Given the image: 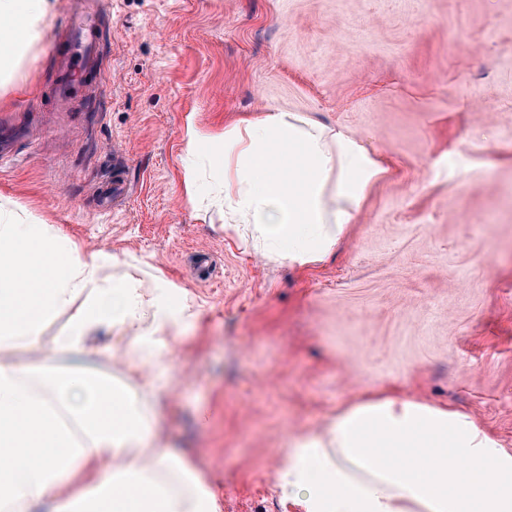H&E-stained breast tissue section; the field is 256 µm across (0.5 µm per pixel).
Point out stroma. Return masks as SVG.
Masks as SVG:
<instances>
[{
	"label": "stroma",
	"mask_w": 512,
	"mask_h": 512,
	"mask_svg": "<svg viewBox=\"0 0 512 512\" xmlns=\"http://www.w3.org/2000/svg\"><path fill=\"white\" fill-rule=\"evenodd\" d=\"M68 2L0 85V206L85 256L136 257L197 309L170 342L162 428L216 512H295L285 434L372 389L464 411L512 451V0H96L103 69L60 107ZM270 108L346 129L389 169L306 269L225 230L223 170L184 189L186 120L206 153ZM112 336L60 368L120 372Z\"/></svg>",
	"instance_id": "stroma-1"
}]
</instances>
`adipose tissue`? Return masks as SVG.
I'll return each mask as SVG.
<instances>
[{"label": "adipose tissue", "mask_w": 512, "mask_h": 512, "mask_svg": "<svg viewBox=\"0 0 512 512\" xmlns=\"http://www.w3.org/2000/svg\"><path fill=\"white\" fill-rule=\"evenodd\" d=\"M52 0H0V74L36 42ZM209 161L224 171L228 226L269 261H322L356 223L383 158L350 132L295 112L269 111L224 131ZM65 331L43 336L56 316ZM168 283L108 273L77 244L0 208V350L40 351L42 362L0 360V512H214L202 476L161 442L158 375L181 372L169 330L193 323ZM112 329L124 379L50 366ZM108 465L81 490L74 476ZM277 487L297 512H512V453L470 415L396 394L337 407L324 427L286 437Z\"/></svg>", "instance_id": "obj_1"}]
</instances>
